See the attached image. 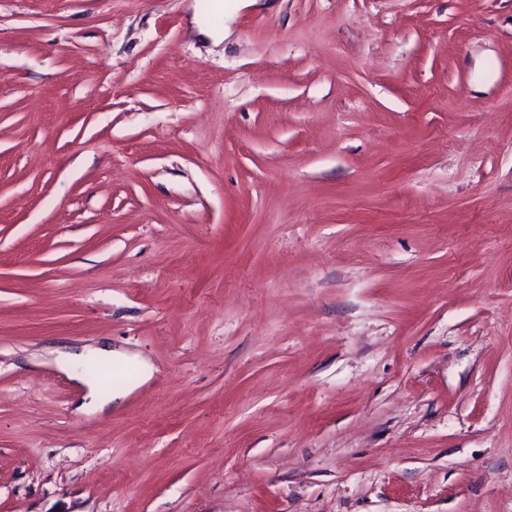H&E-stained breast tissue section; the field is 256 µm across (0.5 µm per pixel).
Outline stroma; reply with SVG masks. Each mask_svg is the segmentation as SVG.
<instances>
[{"label": "stroma", "instance_id": "35a3bbf8", "mask_svg": "<svg viewBox=\"0 0 512 512\" xmlns=\"http://www.w3.org/2000/svg\"><path fill=\"white\" fill-rule=\"evenodd\" d=\"M223 2L0 0V512H512V0Z\"/></svg>", "mask_w": 512, "mask_h": 512}]
</instances>
